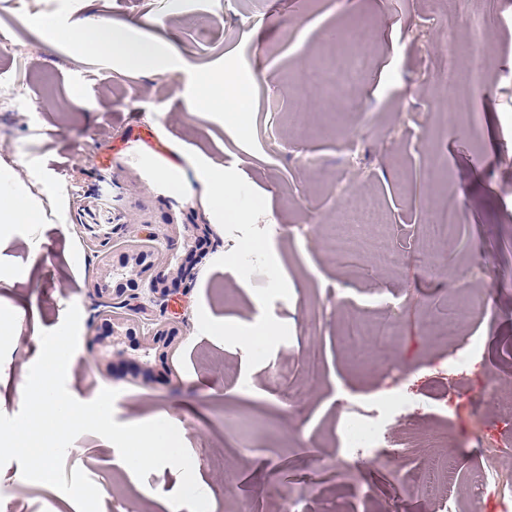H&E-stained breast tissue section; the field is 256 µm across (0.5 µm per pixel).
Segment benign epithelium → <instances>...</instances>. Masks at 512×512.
<instances>
[{
    "label": "benign epithelium",
    "mask_w": 512,
    "mask_h": 512,
    "mask_svg": "<svg viewBox=\"0 0 512 512\" xmlns=\"http://www.w3.org/2000/svg\"><path fill=\"white\" fill-rule=\"evenodd\" d=\"M201 230L200 224H169L159 237L134 239L123 251L109 248L99 253L90 293L96 299L120 304L135 288H146L153 297L164 300L188 287ZM94 326L90 342L103 370L110 374L118 365L133 363L135 370L130 375L144 380L166 366L169 351L181 336L175 321L160 319L144 330L112 310L99 312Z\"/></svg>",
    "instance_id": "benign-epithelium-1"
}]
</instances>
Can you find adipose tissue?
Listing matches in <instances>:
<instances>
[{"label": "adipose tissue", "instance_id": "obj_1", "mask_svg": "<svg viewBox=\"0 0 512 512\" xmlns=\"http://www.w3.org/2000/svg\"><path fill=\"white\" fill-rule=\"evenodd\" d=\"M36 25L54 29L58 40L81 52H97L120 60L143 76L158 71L187 72L190 62L170 42L155 40L143 34L138 22L121 26L85 15L57 25L52 17L39 16ZM239 81L231 73L220 71L196 77L187 93L188 109L192 112H214L224 107V96L234 93ZM160 175L173 190L187 196H200L211 223L230 221L250 223L255 212L238 207L236 185L224 178V168L218 164L194 162L173 171L164 169ZM42 196L31 193L16 172L0 169V229L18 224H39L43 221Z\"/></svg>", "mask_w": 512, "mask_h": 512}]
</instances>
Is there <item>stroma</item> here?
I'll list each match as a JSON object with an SVG mask.
<instances>
[{"label":"stroma","mask_w":512,"mask_h":512,"mask_svg":"<svg viewBox=\"0 0 512 512\" xmlns=\"http://www.w3.org/2000/svg\"><path fill=\"white\" fill-rule=\"evenodd\" d=\"M474 3L490 22V74L473 125L449 119L430 76L440 48L437 0H0V93L8 96L0 168L24 180L35 164L56 199L44 204L43 223L0 233V321L15 330L0 343V412L20 411L41 331L57 329L78 305L68 391L89 402L115 389L116 422L174 424L208 485L197 495L181 491L171 466L138 479L116 448L85 433L64 473L78 468L93 481L101 512H441L445 500L466 512H512V420L484 396L494 376L512 395V0ZM88 13L140 22L173 43L191 72L144 77L29 22ZM366 22L376 35L351 103L325 111L314 83L307 106L295 110L296 77ZM217 70L238 75V101L220 113L187 112L177 89ZM190 160L223 165L239 184V206L256 208L254 223L210 224L198 199L158 179L160 168ZM345 194L377 198L397 267L380 266L364 247L342 262L322 250L323 227ZM92 200L111 218L117 250L142 225L158 233L170 219L210 226L189 288L161 305L142 295L123 309L145 327L162 316L179 322L170 377L134 383L96 364L88 344L96 259L83 227ZM451 205L460 222L446 251L430 256L428 227ZM21 262L37 267L33 287L11 284ZM460 291L488 297L486 315L458 319L454 337H430L427 324L443 328ZM16 292L28 298L20 311L6 305ZM359 319L400 331L394 345H375L365 367L351 364L347 342ZM235 328L257 331L251 352L236 345ZM312 342L324 370L309 384ZM391 393L419 403L421 430L448 434L460 467L454 485L423 495L424 448L400 479L366 459L347 478L325 468L340 449L347 404ZM67 502L23 479L18 462L0 468L5 512H71Z\"/></svg>","instance_id":"35a3bbf8"}]
</instances>
